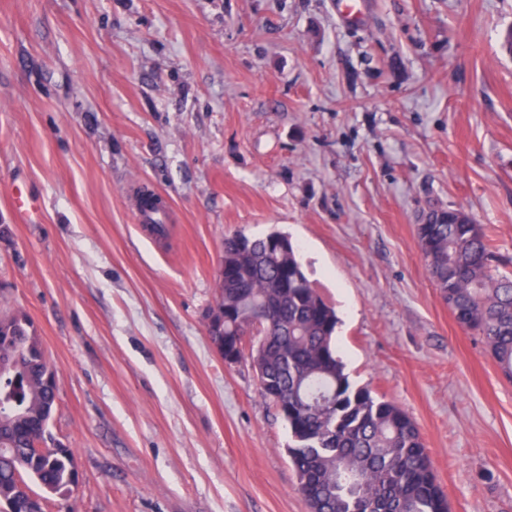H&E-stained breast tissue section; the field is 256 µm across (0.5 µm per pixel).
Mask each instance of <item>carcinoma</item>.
Returning <instances> with one entry per match:
<instances>
[{
	"instance_id": "cac0c4a2",
	"label": "carcinoma",
	"mask_w": 512,
	"mask_h": 512,
	"mask_svg": "<svg viewBox=\"0 0 512 512\" xmlns=\"http://www.w3.org/2000/svg\"><path fill=\"white\" fill-rule=\"evenodd\" d=\"M441 212L439 224L417 226L419 248L458 326L482 336L501 375L512 382V277L493 266L494 253L472 216ZM224 298L209 314L210 339L256 334L266 347L262 394L288 425V454L311 512H448L420 431L396 404L354 387L336 351V311L312 287L288 235L237 233L224 238ZM270 308L267 323L252 314ZM14 370L0 373V502L31 512L24 490L31 479L64 495L77 482L73 453L42 451L57 398L31 318L0 314V357Z\"/></svg>"
}]
</instances>
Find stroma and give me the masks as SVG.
I'll return each mask as SVG.
<instances>
[{
    "label": "stroma",
    "instance_id": "35a3bbf8",
    "mask_svg": "<svg viewBox=\"0 0 512 512\" xmlns=\"http://www.w3.org/2000/svg\"><path fill=\"white\" fill-rule=\"evenodd\" d=\"M364 2L351 26L336 0H0V311L35 323L47 444L78 466L45 512H309L285 421L207 328L225 237L273 229L450 512H512V383L416 237L460 206L512 261V0Z\"/></svg>",
    "mask_w": 512,
    "mask_h": 512
}]
</instances>
